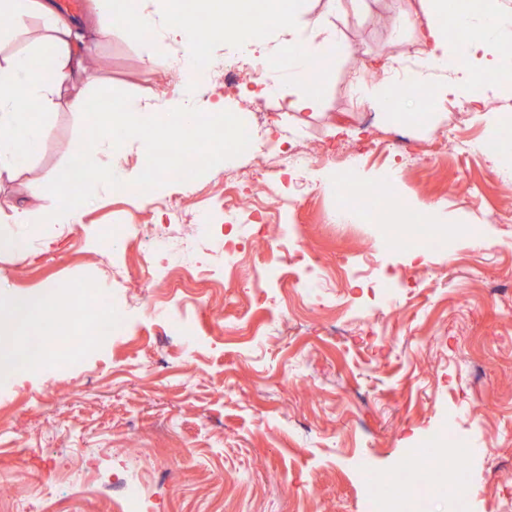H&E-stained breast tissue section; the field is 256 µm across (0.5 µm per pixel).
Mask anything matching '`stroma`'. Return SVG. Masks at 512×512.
Returning a JSON list of instances; mask_svg holds the SVG:
<instances>
[{
	"mask_svg": "<svg viewBox=\"0 0 512 512\" xmlns=\"http://www.w3.org/2000/svg\"><path fill=\"white\" fill-rule=\"evenodd\" d=\"M325 2L307 0L304 20L326 15ZM417 8L418 0H345L326 15L341 44L314 111L280 91L288 75L277 40L267 37L254 51L263 63L255 76L274 94L225 93L216 74L187 95L209 114L223 104L261 152L169 183L148 200L97 186L78 223L42 227L26 257L0 255L11 292L53 287L69 296V333L83 346L64 373L0 380V512H126L129 490L149 499L150 512H390L378 508L373 478L414 474L415 448L441 430L469 448L467 465L448 467L445 449H434L431 482L414 484L397 512H452L462 478L464 512H512V178L458 146L429 152L456 124L477 139L512 126V95L487 94L491 125L436 105V90L452 76L428 68L426 46L404 27ZM164 34L161 23L141 35L116 22L99 43L82 31L95 87L166 112L185 76L174 66L150 68L147 54L158 42L181 55L186 47ZM410 65L432 121H380L358 86L381 85L386 69ZM83 125L60 97L38 152L19 173L0 175V225H10L22 199L52 208L46 186ZM292 142L316 153L305 171L288 168ZM262 164L274 173L262 189L275 204L271 216L225 221L223 205L210 202L223 193L225 174L237 173L248 190ZM390 169L396 183L382 208L362 209L337 231V211L351 199L345 171L366 190ZM166 201L181 203L182 223H168ZM398 201L434 205L460 237L410 262L387 221ZM204 211L250 259L239 280L173 287L144 263L149 230L165 225L180 248ZM266 222L293 229L306 260L329 273L323 301L289 275L250 284L276 260L274 240L260 231ZM112 224H141L147 233L116 252L101 236ZM91 285L122 302L130 336L96 338L98 312L79 294ZM156 295L185 304L205 339L196 354L152 314ZM118 464L122 491L112 487Z\"/></svg>",
	"mask_w": 512,
	"mask_h": 512,
	"instance_id": "1",
	"label": "stroma"
}]
</instances>
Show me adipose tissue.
<instances>
[{
	"label": "adipose tissue",
	"instance_id": "obj_1",
	"mask_svg": "<svg viewBox=\"0 0 512 512\" xmlns=\"http://www.w3.org/2000/svg\"><path fill=\"white\" fill-rule=\"evenodd\" d=\"M274 30L281 38V50L288 62V85L294 104L301 110L320 105L318 89L332 62L330 48L336 32L323 19L299 25V0H279ZM425 18L421 31L428 45L430 64L439 70L451 62L465 60L457 70L450 89L440 90V98L455 95L460 101L473 99L475 78L486 86L496 87L500 74L512 70V55L502 50L501 33L512 27V7L507 0H484L480 12L449 15L448 0H420ZM166 18L172 37L187 47L182 70L201 76L205 59L197 48V27L189 14L174 15L171 0H162L158 14ZM0 16L8 17L10 28L0 29V38L20 33L29 21H39L42 41L30 50L12 54L0 64V174L17 170L32 154L44 136L43 114L50 112L62 92L72 95V106L82 111L89 105L90 76L72 41L79 25L64 16L53 0H0ZM461 30L462 36L449 40V27ZM56 291L46 288L35 295H8L0 299V378L9 379L27 367L41 363L28 345H14L13 336L39 330L54 335L53 323L46 314L56 306Z\"/></svg>",
	"mask_w": 512,
	"mask_h": 512
}]
</instances>
